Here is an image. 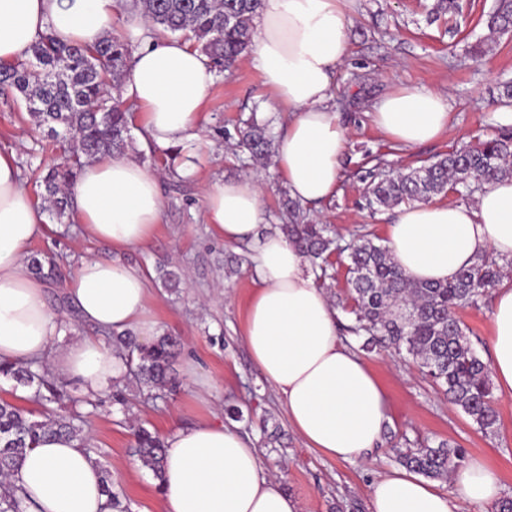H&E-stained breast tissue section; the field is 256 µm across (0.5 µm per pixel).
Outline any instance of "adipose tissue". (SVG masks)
Returning <instances> with one entry per match:
<instances>
[{
  "instance_id": "adipose-tissue-1",
  "label": "adipose tissue",
  "mask_w": 512,
  "mask_h": 512,
  "mask_svg": "<svg viewBox=\"0 0 512 512\" xmlns=\"http://www.w3.org/2000/svg\"><path fill=\"white\" fill-rule=\"evenodd\" d=\"M117 0H0V61L24 58L45 30L67 43L93 45L112 29ZM351 0H263L256 20L255 61L277 105L292 116L281 128L274 164L290 196L320 206L339 190L347 128L328 105L332 76L348 55ZM142 46L124 96L142 109L151 141L173 149L200 136V115L214 82L211 61L186 42L136 30ZM374 124L395 144L435 140L448 124L442 94L396 89L373 107ZM83 234L126 250L144 245L162 214L157 177L137 161L105 157L87 164L73 189ZM263 188L237 177L205 191L206 218L228 244H247L260 280L247 301L244 341L254 366L282 400L291 427L325 457L363 462L380 440L387 401L366 363L337 339L335 307L308 271L306 258L277 230L261 231ZM43 215L23 182L14 151H0V360H46L63 320L47 304L46 285L28 262ZM387 245L405 276L448 279L491 253L512 259V179L485 184L475 206L415 203L398 209ZM146 273L121 259L85 258L63 288L81 323L57 370L85 393L103 395L127 367L101 331L157 334ZM490 375L496 396L512 400V282L494 291ZM160 512H301L258 448L217 417L171 425L165 439ZM13 479L30 512H110L91 453L66 436L26 450ZM501 487L479 459L456 470L447 488L407 469L375 482L370 512H453L470 502L497 512Z\"/></svg>"
}]
</instances>
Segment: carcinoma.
<instances>
[{
    "label": "carcinoma",
    "instance_id": "obj_1",
    "mask_svg": "<svg viewBox=\"0 0 512 512\" xmlns=\"http://www.w3.org/2000/svg\"><path fill=\"white\" fill-rule=\"evenodd\" d=\"M261 5L262 0H125V9L147 20L154 35L182 34L223 70L232 69L252 45ZM486 26L492 35L511 32L512 0H495ZM133 55L131 42L115 32L96 45L82 46L62 43L47 31L31 46L28 60L0 63V95L25 107L30 125L48 138L43 149L68 144L40 180L44 208L58 223L70 221L71 188L89 161L101 154L124 156L134 148L130 107L113 95L129 73ZM235 147L265 165L274 156L267 125L254 119L238 130ZM501 178L512 179V137L463 145L406 172L373 174L365 193L372 203L392 208L429 203L451 187L467 190L478 179L486 183ZM284 207L288 222L281 229L308 259L317 282L334 279L332 253H347L353 304L346 330L364 338L367 350L379 347L412 358L479 429H493L498 413L489 371L466 334L459 310L477 305L500 283L497 260L485 256L446 281L415 283L405 277L388 247L369 235L344 251L331 225L304 222L299 205L290 199ZM31 266L47 281L59 276L49 259L34 256ZM110 339L127 364L126 380L150 392L175 387L177 337L163 334L143 344L130 333L114 332ZM0 375L33 388V399L44 408L38 420L32 412L0 400V512H26L25 493L12 482L25 451L49 434L83 441L81 419L63 406L64 391L42 366L1 361ZM132 436L142 466L161 480L163 440L143 426L133 429ZM466 458L465 449L446 442L398 454L403 466L429 479L448 477Z\"/></svg>",
    "mask_w": 512,
    "mask_h": 512
}]
</instances>
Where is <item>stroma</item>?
Wrapping results in <instances>:
<instances>
[{
    "mask_svg": "<svg viewBox=\"0 0 512 512\" xmlns=\"http://www.w3.org/2000/svg\"><path fill=\"white\" fill-rule=\"evenodd\" d=\"M433 0H354L349 51L333 75L329 102L349 131L343 175L334 198L308 207L310 221L333 225L344 241L369 233L386 238L394 209L371 211L364 198L366 171L382 165L386 172L406 171L436 160L465 144L505 133L498 120L505 83L512 82V33L490 35L483 16L495 0H461L453 20L430 21ZM437 88L448 99L450 121L433 142L401 148L373 124L368 110L389 90ZM253 53H246L233 71L216 73L201 112L202 141L188 142L181 152L149 151L140 115H133L132 134L142 155L139 162L159 180L163 210L150 242L123 252L131 265L154 271L166 263L179 269V292L150 281L149 292L159 332L180 336L183 347L173 368L180 381L173 392L149 399L136 389L91 397L76 382L65 384L68 409L84 417L83 434L100 470L112 478L128 512H159L158 486L153 474L138 466L132 430L142 426L166 433L169 424L184 423L228 406L243 418L238 430L249 436L265 468L277 476L286 492L298 498L302 512H369L370 484L397 468L395 449L401 444L448 441L461 446L469 458L483 459L497 474L501 494L512 497V402L497 403L499 420L488 432L480 430L459 407L419 371L411 359L387 353H365L355 336L342 343L361 353L382 384L389 420L383 440L359 465L330 460L306 448L288 423L285 407L255 368L243 337L246 301L259 281L250 264L227 274L228 255L242 256L240 244H224L205 217L203 187L243 174L253 175L264 188L265 222L277 228V210L284 186L274 166L238 162L234 140L227 131L250 114L288 120L271 109ZM17 104L0 98V150L15 149L22 178L32 195L45 142L22 119ZM31 252L55 257L62 274L80 258L112 257L111 247L81 236L77 223L56 224L36 238ZM492 298L479 308L460 313L466 333L481 358L490 355ZM278 428L280 446L265 443L263 427Z\"/></svg>",
    "mask_w": 512,
    "mask_h": 512,
    "instance_id": "stroma-1",
    "label": "stroma"
}]
</instances>
